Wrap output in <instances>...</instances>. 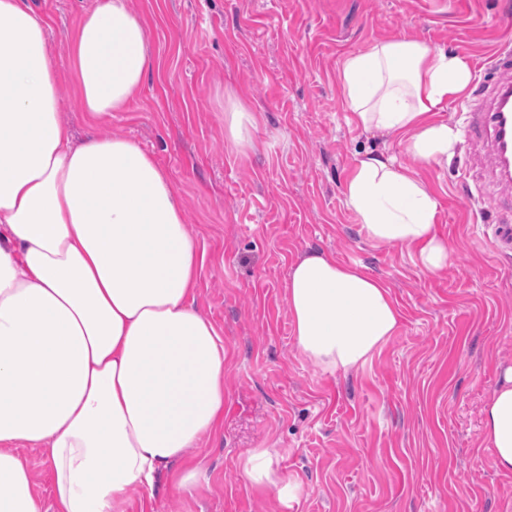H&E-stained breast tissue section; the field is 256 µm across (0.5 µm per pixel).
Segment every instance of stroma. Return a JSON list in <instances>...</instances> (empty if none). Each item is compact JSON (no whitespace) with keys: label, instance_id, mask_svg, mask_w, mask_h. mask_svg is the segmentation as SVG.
I'll return each instance as SVG.
<instances>
[{"label":"stroma","instance_id":"stroma-1","mask_svg":"<svg viewBox=\"0 0 512 512\" xmlns=\"http://www.w3.org/2000/svg\"><path fill=\"white\" fill-rule=\"evenodd\" d=\"M54 50L95 0H30ZM155 66L127 111L98 121L68 110L76 140L133 138L172 179L204 254L198 305L224 336V425L187 463L192 492L161 480L119 512H512V472L484 447L485 402L512 367V191L473 138L472 94L439 120L461 133L454 157L420 173L438 203L436 230L454 260L423 273L412 250L369 242L345 203L366 149L402 154L397 139L349 125L342 61L380 40L412 36L456 52L492 84L488 60L512 51V0H130ZM259 117L255 150L224 144V94ZM321 248L391 289L401 326L359 371L331 373L295 345L285 282ZM269 449L299 486L282 501L250 486L241 463Z\"/></svg>","mask_w":512,"mask_h":512}]
</instances>
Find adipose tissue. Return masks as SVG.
<instances>
[{"label": "adipose tissue", "instance_id": "1", "mask_svg": "<svg viewBox=\"0 0 512 512\" xmlns=\"http://www.w3.org/2000/svg\"><path fill=\"white\" fill-rule=\"evenodd\" d=\"M73 100L93 119L126 111L154 67L127 0H97L70 40ZM47 21L28 0H0V512H45L17 446H45L54 512H115L153 493L187 449L224 420V338L196 306L203 262L185 206L153 155L125 137L73 143ZM472 78L468 59L411 37L346 57L349 124L398 138L423 164L455 154L438 120ZM257 117L224 95V142L254 149ZM344 196L365 237L438 273L453 251L417 172L364 153ZM299 353L330 372L364 368L401 315L362 266L308 251L285 284ZM496 469L512 472V368L482 409ZM252 485L297 492L268 449L242 463Z\"/></svg>", "mask_w": 512, "mask_h": 512}]
</instances>
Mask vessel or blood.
<instances>
[{
	"label": "vessel or blood",
	"mask_w": 512,
	"mask_h": 512,
	"mask_svg": "<svg viewBox=\"0 0 512 512\" xmlns=\"http://www.w3.org/2000/svg\"><path fill=\"white\" fill-rule=\"evenodd\" d=\"M496 80L482 93L473 125L490 141L491 170L500 181L512 183V54L502 51L491 59Z\"/></svg>",
	"instance_id": "vessel-or-blood-1"
}]
</instances>
